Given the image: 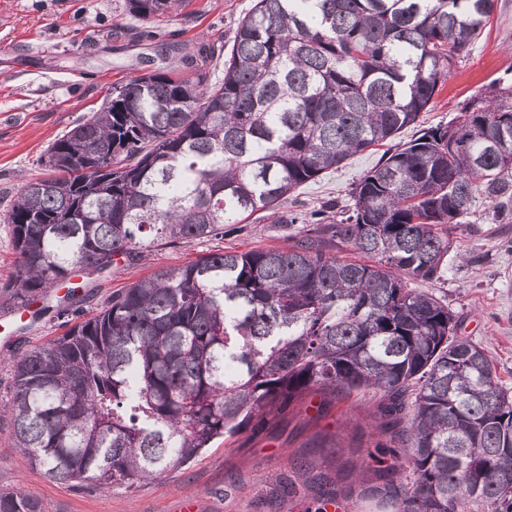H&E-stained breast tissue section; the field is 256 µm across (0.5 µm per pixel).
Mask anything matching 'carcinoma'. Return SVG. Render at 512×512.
<instances>
[{
  "label": "carcinoma",
  "instance_id": "carcinoma-1",
  "mask_svg": "<svg viewBox=\"0 0 512 512\" xmlns=\"http://www.w3.org/2000/svg\"><path fill=\"white\" fill-rule=\"evenodd\" d=\"M179 0H127L145 25ZM494 0H255L222 56L112 85L42 158L7 212L25 306L166 244L224 237L302 184L417 123ZM224 58V77L210 66ZM348 215L290 214L285 249L160 266L12 363L16 447L51 481L131 489L219 438L295 409L376 397L363 495L383 512H512V389L457 335L440 281L452 231L482 196L512 206V86L398 143ZM336 253H331V250ZM352 251L355 258L341 255ZM319 398L313 404V398ZM0 512H44L0 491Z\"/></svg>",
  "mask_w": 512,
  "mask_h": 512
}]
</instances>
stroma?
<instances>
[{
	"mask_svg": "<svg viewBox=\"0 0 512 512\" xmlns=\"http://www.w3.org/2000/svg\"><path fill=\"white\" fill-rule=\"evenodd\" d=\"M253 3L183 0L148 33L128 13L126 0H0V289L9 287L17 261L11 227L1 218L23 181L43 177L40 158L49 145L99 109L113 83L177 67L181 53L199 43H230ZM166 43L179 44L181 53L162 54ZM495 82L512 85V0H495L484 32L439 84L429 111L421 113V127L448 123ZM380 156L377 149L351 156L338 170L299 187L278 212L247 219L224 238L162 245L133 262L77 273L87 311L97 313L112 292L159 266L181 265L216 250L288 247L292 229L283 224L284 214H309L330 204L333 219H341L353 182ZM456 243L461 258H449L446 278L423 288L442 297L456 315L459 335L484 348L512 388V215L477 198ZM66 291L62 285L38 297L35 306L43 314L37 319L22 307L0 304V402L12 395V359L63 334L56 311ZM350 409V403L339 402L321 416L312 410L295 413L249 440H217L190 465L129 490L48 480L16 448L10 423L2 420L0 490L36 497L45 512H179L188 499L197 502L198 512H314L323 488L294 467V459L303 457L318 459L327 487L340 490L335 512H377L360 496L356 479L373 427L350 418Z\"/></svg>",
	"mask_w": 512,
	"mask_h": 512,
	"instance_id": "obj_1",
	"label": "stroma"
}]
</instances>
